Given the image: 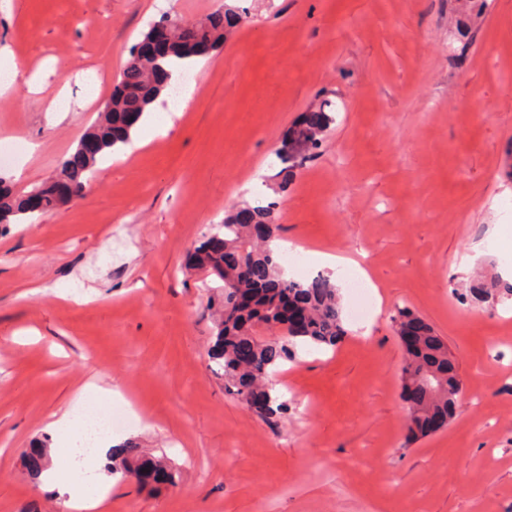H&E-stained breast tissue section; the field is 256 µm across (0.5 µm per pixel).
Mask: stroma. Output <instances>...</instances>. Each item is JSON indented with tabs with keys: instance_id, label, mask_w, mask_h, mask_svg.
Masks as SVG:
<instances>
[{
	"instance_id": "35a3bbf8",
	"label": "stroma",
	"mask_w": 512,
	"mask_h": 512,
	"mask_svg": "<svg viewBox=\"0 0 512 512\" xmlns=\"http://www.w3.org/2000/svg\"><path fill=\"white\" fill-rule=\"evenodd\" d=\"M227 4L250 19L193 75L168 135L99 162L80 201L0 227V512H65L26 452L62 463L45 427L91 380L132 419L118 437L180 474L123 482L102 512H512V299L466 298L512 264L474 252L493 225L512 235V0H0V55L22 74L0 94L16 152L0 178L21 195L52 179L150 24ZM477 97L494 112L472 116ZM327 101L335 123L282 186L276 149ZM270 200L304 260L287 276L338 254L342 310L346 269L374 298L336 347L298 346L273 374L288 405L273 422L225 393L217 293L185 265L225 211ZM403 305L462 381L448 426L414 441L390 322Z\"/></svg>"
}]
</instances>
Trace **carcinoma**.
<instances>
[{
    "label": "carcinoma",
    "mask_w": 512,
    "mask_h": 512,
    "mask_svg": "<svg viewBox=\"0 0 512 512\" xmlns=\"http://www.w3.org/2000/svg\"><path fill=\"white\" fill-rule=\"evenodd\" d=\"M246 19L247 10L233 6L213 14L203 23L181 19L175 24L173 42L165 54L156 59L129 54L118 78L127 94L120 99L109 98L98 122L81 136L83 140L95 141V152L86 154L76 149L64 161L56 178L71 182L75 196H80L98 160L112 153V149L131 142L134 124L128 121V114L143 115L165 91L153 84V73L167 72L173 65L186 66L196 58V45L201 40L209 41L213 48L220 47L227 29ZM331 121L332 117L323 109L310 113L306 123L288 138V149L276 152L277 158L287 168L302 165L322 145L323 133ZM274 207L273 202L265 206L246 205L225 215L224 223L217 225L216 231L196 247L193 265L221 282L220 314L214 326V355L223 361L227 389L245 402L262 397V403L256 405L255 410L266 419L286 409V404L273 395L270 377L278 366L292 358L297 345L334 346L346 333L336 285L329 277L322 274L306 280L283 277L282 257L269 245L279 231ZM28 215L24 197L0 189V226L17 224ZM225 246L242 253L240 267H223ZM237 292L254 295L256 309L250 312L237 309L234 305ZM283 296L304 307L306 322L298 328L286 327L284 336L258 334L261 328L284 325L275 317L277 299ZM422 331L420 346L407 353L400 388L404 391L412 383L426 388V395L418 406L406 408L409 431L424 435L423 420L440 416L447 422L452 418L461 381L458 373L448 374V366L455 365L448 344L425 322ZM112 462V469L135 478L144 469L164 466L161 461L142 460L139 448L133 444L125 445L120 454L112 456Z\"/></svg>",
    "instance_id": "1"
}]
</instances>
